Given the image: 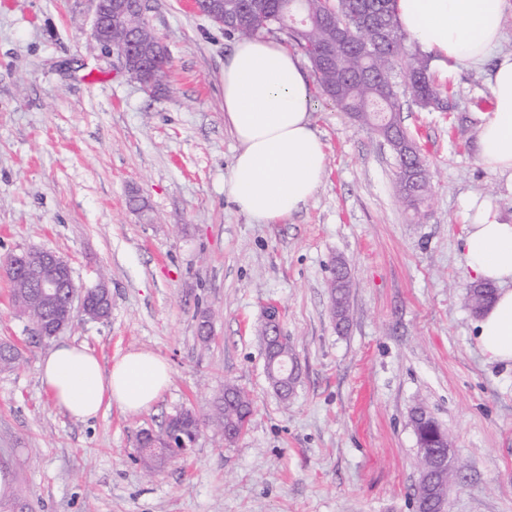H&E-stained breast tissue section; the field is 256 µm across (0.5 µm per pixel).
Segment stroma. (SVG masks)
I'll use <instances>...</instances> for the list:
<instances>
[{"label": "stroma", "instance_id": "1", "mask_svg": "<svg viewBox=\"0 0 512 512\" xmlns=\"http://www.w3.org/2000/svg\"><path fill=\"white\" fill-rule=\"evenodd\" d=\"M171 57L167 89L149 95L93 50L91 0H0V258L40 246L77 283L106 273L110 317L61 337L110 365L152 352L171 384L146 412H61L0 268V341L20 351L0 371V512H414L415 408L455 448L447 512H512V367L478 349L459 251L467 201L512 215V192L475 155L491 108L486 73L437 77L453 107L427 111L397 80L403 126L432 174L413 219L395 156L373 129L315 95L326 150L322 182L286 220L260 224L224 192L238 144L224 123V61L235 37L192 0H149ZM350 279L337 330L334 263ZM293 344L299 380L280 400L265 374L270 306ZM209 317L212 334L198 324ZM231 382L254 403L234 441L206 427L187 456L150 468L137 438L182 409L207 418Z\"/></svg>", "mask_w": 512, "mask_h": 512}]
</instances>
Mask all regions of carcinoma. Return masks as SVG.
<instances>
[{
  "label": "carcinoma",
  "mask_w": 512,
  "mask_h": 512,
  "mask_svg": "<svg viewBox=\"0 0 512 512\" xmlns=\"http://www.w3.org/2000/svg\"><path fill=\"white\" fill-rule=\"evenodd\" d=\"M394 0H224V33L239 39L251 38L266 31L284 32L302 48L315 74L322 95L333 100L345 112H356L359 123L374 130L389 129L401 123L400 103L394 92L396 71H401L413 93L421 100L445 98L435 84L431 72V57L409 51L395 19ZM359 27L360 43L354 48L336 44V25ZM304 24L293 27L294 20ZM418 164L422 186L416 190L408 185L405 166L398 159L399 190L403 202L414 211L431 190L426 169ZM330 301L333 314L342 324L347 318L349 282L343 270L330 280ZM495 288L489 283H477L468 289L471 310L482 311L493 299ZM11 303L15 313L31 324L36 335L56 309V304L41 301L23 280H11ZM267 378L275 393L289 397L288 377L295 370L276 365L266 368ZM253 415L250 395L240 387L227 383L214 398L211 423L219 429L227 426L243 431ZM182 433L189 438L202 431L203 421L189 413L180 420ZM421 469L429 473L428 483L414 485L412 499L420 512H441L447 499L452 471L435 467L429 455L420 457Z\"/></svg>",
  "instance_id": "1"
}]
</instances>
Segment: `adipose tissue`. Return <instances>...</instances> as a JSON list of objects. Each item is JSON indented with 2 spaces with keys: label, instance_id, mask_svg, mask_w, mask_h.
I'll return each mask as SVG.
<instances>
[{
  "label": "adipose tissue",
  "instance_id": "obj_1",
  "mask_svg": "<svg viewBox=\"0 0 512 512\" xmlns=\"http://www.w3.org/2000/svg\"><path fill=\"white\" fill-rule=\"evenodd\" d=\"M512 0H396L400 29L436 66L490 65L491 104L477 129V161L512 190V52L500 51ZM311 88L298 59L281 43L236 42L224 64V122L239 144L224 189L243 213L272 224L306 206L325 170V146L312 127ZM460 252L476 281L497 294L477 321L476 341L488 360L512 365V222L486 198L472 197ZM43 389L70 417L95 419L116 406L150 410L171 383L158 355L129 351L103 365L85 345L53 346L39 367Z\"/></svg>",
  "mask_w": 512,
  "mask_h": 512
}]
</instances>
